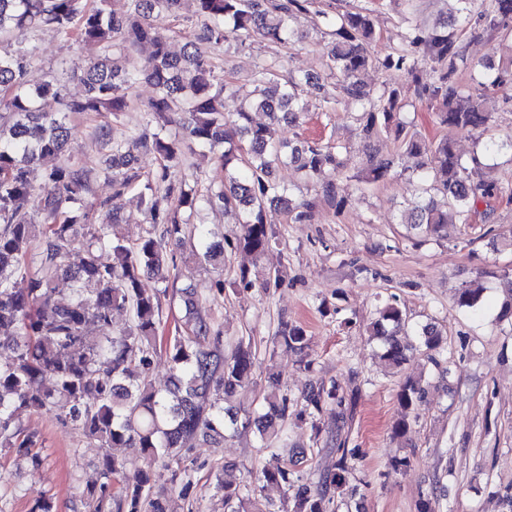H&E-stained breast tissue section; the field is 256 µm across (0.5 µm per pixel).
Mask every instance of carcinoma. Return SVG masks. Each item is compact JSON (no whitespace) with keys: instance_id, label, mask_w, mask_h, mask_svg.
<instances>
[{"instance_id":"1","label":"carcinoma","mask_w":512,"mask_h":512,"mask_svg":"<svg viewBox=\"0 0 512 512\" xmlns=\"http://www.w3.org/2000/svg\"><path fill=\"white\" fill-rule=\"evenodd\" d=\"M185 0H127L124 9L108 8L109 0H0V37L13 31L47 28L92 51L80 68L85 94L61 99L56 113L42 112L37 100L60 95L52 82L34 89L26 87L28 53L18 50L0 54V112L8 114L0 124V327L10 326L14 337L9 344L11 359L0 363V447L40 464L34 452L35 435L16 424L23 409L37 407L57 411L61 422L71 420L82 426L91 447L102 450L101 477L96 500L97 512L115 504L117 512H167L162 496L154 489V465L180 464L181 451L191 442L215 444L238 427H254L269 458L255 472L253 481L240 487L218 484L224 490L227 512H330V505L346 502L357 451L336 449V460L323 477L320 488L303 482L293 460L271 448L283 435L288 418L311 422L314 434L321 431V416L328 412L336 421L352 411L355 396H346L338 386L320 385L299 401L281 393L279 377L267 376L269 392L260 412L239 420L225 407L228 397L253 379L254 354L251 346L239 342L230 356L208 345L214 328L204 318L177 328L166 343L159 342L161 297L167 289L143 288L142 277L158 276L169 281L164 268H177L172 248H189V255L201 265H224L225 248L260 258L271 246L275 232L268 211L286 213L294 223L310 216V203H295L271 180L278 163L289 158L312 177L325 178L341 167L338 153L316 142L301 140L296 145L274 138L272 126L293 125L298 120V89L310 77H279L275 65L263 63L254 73L257 97L251 106L268 113L271 124H255L248 108L233 119L224 116V96L232 93L229 83H214V67L207 46L220 45L231 34L241 41L255 36L282 42L295 36L291 21L312 13L323 19L333 40L327 46L326 66L336 72V84L326 93L328 111L336 103L350 100L359 106L362 132L371 139L393 131L406 150L423 156L422 179L432 181L437 196L412 202L403 223L427 235H439L449 224L472 222L481 199H512V187H502L484 178V155L488 151H512V138L482 142L491 115L486 111V92L497 90L507 80L493 78L469 60L465 47L451 35L430 33L409 39L404 49L388 55L381 65L404 70L417 81L421 101L437 110L440 123L448 130L468 129L477 133L483 151L468 164L455 152L450 138L434 142L418 140L395 122L397 91L375 97L361 79L372 62L369 47L375 29L363 11L334 15L320 9L318 0H194L203 22V36L186 43L183 53L174 55L155 34V22L180 15ZM467 19L483 25L488 35L508 25L512 0H495L493 9L484 0H459ZM148 42L152 52L142 62L124 53L129 44ZM423 61L434 64L436 76L419 82ZM470 70L477 94L462 95L452 76L458 68ZM148 81L158 95L148 107V122L155 129L152 145L159 167L140 192L149 228L134 243L112 237L111 225L93 222V215L105 210L117 220L119 200L125 190L140 180L132 165L126 143L112 139L111 129L101 127V139L111 144L109 169L114 192L108 200L89 197L82 165L69 155L70 115L110 112L117 116L132 104L131 90ZM176 112L186 114L183 128L195 143L217 158L229 173L224 188L201 195L186 181L172 179V171L184 160L183 140L166 133ZM57 155L65 161L44 169L40 190L32 186L30 167ZM394 167L391 159H369L359 182L372 184L386 179ZM222 204L242 210L239 234L232 238L202 231L195 239L182 236L189 223L180 209L194 213L204 206ZM35 207L42 221L26 219ZM112 253V261L101 255ZM64 271L75 281L86 280L94 288L87 293L74 289L67 302L55 301V281ZM484 288L478 283L457 290L458 303L477 308ZM125 308L132 316L129 329L117 336L107 333L89 338L88 326L110 329L112 310ZM414 331L410 317L398 305L387 302L377 309L369 326L370 335L383 345L381 359L399 368L413 356L414 348L399 337ZM424 354L435 369L447 359L442 349V332L429 324L421 331ZM276 338L288 351L300 356L303 366L309 348L304 329L281 321ZM164 356L173 371L172 386L162 393L147 380L154 359ZM52 384L44 385L45 379ZM425 381L408 377L397 391L398 403L410 409L421 401ZM113 448H134L146 460L145 466L130 471L126 460ZM283 488L280 505H266L257 496L259 484Z\"/></svg>"}]
</instances>
